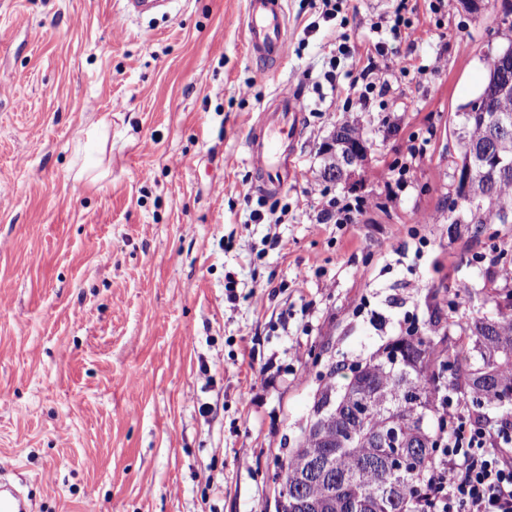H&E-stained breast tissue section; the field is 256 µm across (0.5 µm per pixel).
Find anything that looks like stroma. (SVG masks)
<instances>
[{"label":"stroma","instance_id":"35a3bbf8","mask_svg":"<svg viewBox=\"0 0 512 512\" xmlns=\"http://www.w3.org/2000/svg\"><path fill=\"white\" fill-rule=\"evenodd\" d=\"M336 2L325 22L319 0H285L288 53L264 74L246 0L140 19L123 0H0V472L37 512H274L276 463L319 384L312 353L368 358L450 283L461 312H488L467 261L492 241L448 222L452 128L512 0L431 16L426 0ZM340 33L354 55L338 56ZM378 43L409 66L365 109ZM295 86L297 175L257 194L243 142ZM344 124L367 157L336 183L321 148ZM411 137L426 154L388 197L371 173ZM344 194L366 200L357 222L319 223Z\"/></svg>","mask_w":512,"mask_h":512}]
</instances>
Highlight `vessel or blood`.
I'll return each instance as SVG.
<instances>
[{"mask_svg":"<svg viewBox=\"0 0 512 512\" xmlns=\"http://www.w3.org/2000/svg\"><path fill=\"white\" fill-rule=\"evenodd\" d=\"M245 32L248 51L259 65L287 51L284 0H248ZM303 98L299 91L276 94L253 122L244 147L256 175L254 189L279 193L294 174L292 157L302 128ZM31 498L0 482V512H31Z\"/></svg>","mask_w":512,"mask_h":512,"instance_id":"vessel-or-blood-1","label":"vessel or blood"}]
</instances>
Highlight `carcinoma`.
Masks as SVG:
<instances>
[{
    "mask_svg": "<svg viewBox=\"0 0 512 512\" xmlns=\"http://www.w3.org/2000/svg\"><path fill=\"white\" fill-rule=\"evenodd\" d=\"M478 109L459 115L454 171L474 169V201L448 200L456 224H512V124L496 130L497 112L512 114V95L499 94L503 68L490 63ZM492 149L511 167L478 165ZM480 291L492 317L458 314L454 285L436 288L427 324L411 326L362 362L326 367L295 447L277 463L276 512H426L420 494L435 465L437 399L452 388L471 410L512 411V234L474 257ZM351 376L336 385V374Z\"/></svg>",
    "mask_w": 512,
    "mask_h": 512,
    "instance_id": "cac0c4a2",
    "label": "carcinoma"
}]
</instances>
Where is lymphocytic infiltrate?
<instances>
[{"label":"lymphocytic infiltrate","instance_id":"1","mask_svg":"<svg viewBox=\"0 0 512 512\" xmlns=\"http://www.w3.org/2000/svg\"><path fill=\"white\" fill-rule=\"evenodd\" d=\"M438 414L428 512H512V419L471 412L450 390Z\"/></svg>","mask_w":512,"mask_h":512}]
</instances>
